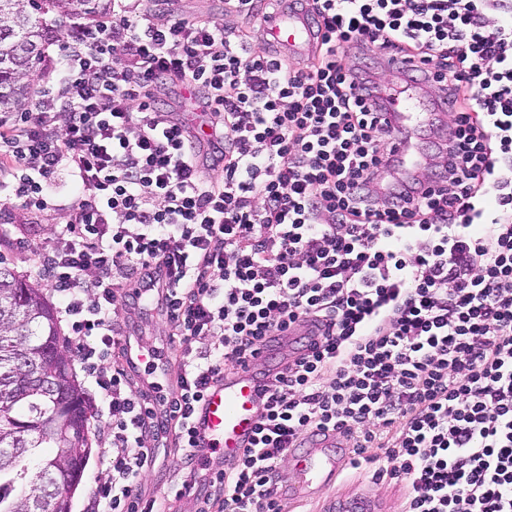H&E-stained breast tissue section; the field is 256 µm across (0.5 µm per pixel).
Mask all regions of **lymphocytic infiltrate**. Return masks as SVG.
<instances>
[{
  "label": "lymphocytic infiltrate",
  "instance_id": "lymphocytic-infiltrate-1",
  "mask_svg": "<svg viewBox=\"0 0 512 512\" xmlns=\"http://www.w3.org/2000/svg\"><path fill=\"white\" fill-rule=\"evenodd\" d=\"M271 0H112L48 25L54 80L0 114V239L42 216L68 171V220L23 250L102 397L92 512H158L160 448L198 512H288L281 469L325 431L402 512H512V0H291L304 54L260 43ZM437 117L421 174L395 151L387 61ZM214 135L202 154L168 103ZM159 306L172 392L152 404L123 362L133 309ZM254 439L197 468L191 419L211 383L280 332ZM171 451V455L168 452ZM164 457V448L159 449L157 462L150 471L146 473L144 479L145 489L152 491L155 489H162L169 485V470L174 467L175 460L173 459V448H167V456L164 464L162 463Z\"/></svg>",
  "mask_w": 512,
  "mask_h": 512
}]
</instances>
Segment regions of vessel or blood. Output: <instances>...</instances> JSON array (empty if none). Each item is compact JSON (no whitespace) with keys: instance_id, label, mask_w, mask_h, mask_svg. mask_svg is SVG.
<instances>
[{"instance_id":"obj_1","label":"vessel or blood","mask_w":512,"mask_h":512,"mask_svg":"<svg viewBox=\"0 0 512 512\" xmlns=\"http://www.w3.org/2000/svg\"><path fill=\"white\" fill-rule=\"evenodd\" d=\"M265 32L291 53H305L312 42L305 18L288 10L275 14L266 23ZM389 118L393 125L419 128L430 124L433 115L423 111L419 100L408 97L396 104ZM258 384L259 376L251 367L211 384L193 417L197 447L230 457L250 442L258 414ZM289 458L299 478L296 484L284 486L283 494L304 499L312 486L335 482L348 461L349 450L344 440L329 433L306 447L292 449Z\"/></svg>"}]
</instances>
